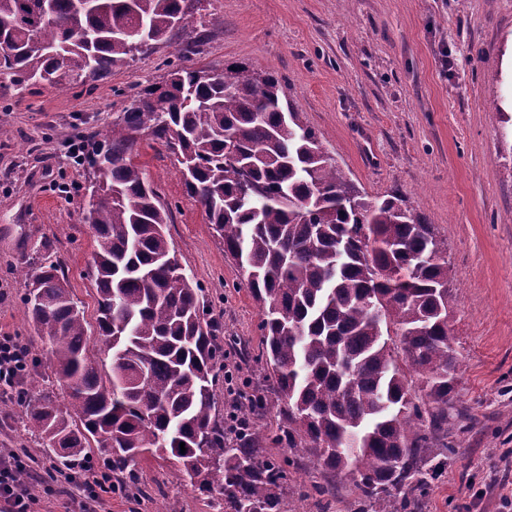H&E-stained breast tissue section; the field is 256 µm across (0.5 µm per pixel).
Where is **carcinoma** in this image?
<instances>
[{
  "label": "carcinoma",
  "instance_id": "carcinoma-1",
  "mask_svg": "<svg viewBox=\"0 0 512 512\" xmlns=\"http://www.w3.org/2000/svg\"><path fill=\"white\" fill-rule=\"evenodd\" d=\"M0 0V75L58 87L56 56L27 49L30 27L91 82L169 40L199 0ZM149 30L140 44L125 33ZM90 40L76 42L75 33ZM196 43L160 84L138 92L104 131L88 137L91 187L83 222L97 242L93 276L97 331L88 346L85 307L73 298L52 245L22 267L24 317L47 343L45 366L64 402L30 379L0 413L45 442L55 473L94 460L108 489L149 500L139 477L147 454L210 499L213 512H295L286 448L331 477L323 496L350 486L356 512H417L448 465V405L457 398L460 353L448 313V243L397 194L371 197L324 150L316 131L283 103L279 79L247 64L222 71L192 64ZM175 158L185 191L244 272L261 314L258 353L224 340L211 300L184 273L165 233L171 207L136 161L138 136ZM236 153V163L225 151ZM260 192L242 194L243 170ZM262 364L266 385L237 391L239 425L217 410L224 347ZM274 415L255 429L251 419ZM186 451H181L180 443Z\"/></svg>",
  "mask_w": 512,
  "mask_h": 512
}]
</instances>
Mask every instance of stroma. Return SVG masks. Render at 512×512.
Returning <instances> with one entry per match:
<instances>
[{"instance_id": "obj_1", "label": "stroma", "mask_w": 512, "mask_h": 512, "mask_svg": "<svg viewBox=\"0 0 512 512\" xmlns=\"http://www.w3.org/2000/svg\"><path fill=\"white\" fill-rule=\"evenodd\" d=\"M202 35L196 66L245 63L274 73L330 157L371 196L402 195L448 243V307L462 356L448 412L455 452L419 512H512V0H199L178 38L129 66L62 91L28 86L0 112V334L34 339L22 308L23 253L51 242L75 300L96 318L82 221L89 186L70 146L104 129L134 92L162 82L180 42ZM138 162L173 209L166 234L188 275L215 299L224 332L259 342V307L164 149ZM162 490L140 512H210L206 495L148 456ZM325 472L291 470L297 512H354V495L311 494Z\"/></svg>"}]
</instances>
